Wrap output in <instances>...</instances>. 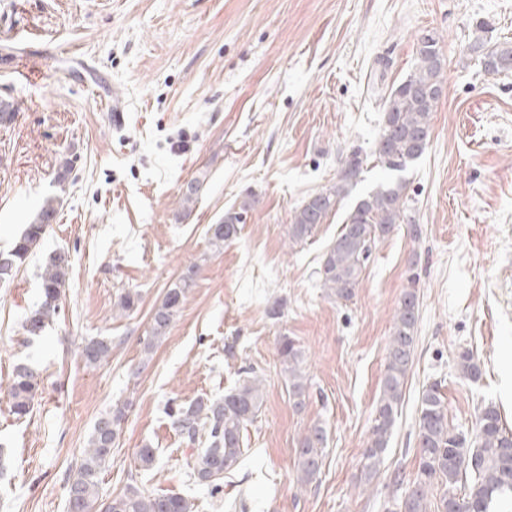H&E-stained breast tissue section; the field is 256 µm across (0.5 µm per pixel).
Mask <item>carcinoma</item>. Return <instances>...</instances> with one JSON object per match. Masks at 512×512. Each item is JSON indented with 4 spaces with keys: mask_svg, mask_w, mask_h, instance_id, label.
I'll return each instance as SVG.
<instances>
[{
    "mask_svg": "<svg viewBox=\"0 0 512 512\" xmlns=\"http://www.w3.org/2000/svg\"><path fill=\"white\" fill-rule=\"evenodd\" d=\"M426 36L424 32L417 39L413 72L391 90L385 101L384 125L376 140L375 153L391 172L404 171L408 163L423 154L430 137L431 117L441 100L444 57L439 39L435 37L430 42ZM471 51L480 57L484 72H512V67L502 63L503 58L512 54V48L478 39ZM361 166L360 155L350 154L336 176V183L303 201L288 227L289 243L297 245L312 235L314 228L350 193ZM59 204L56 198L46 200L12 249L0 253L1 283L13 280L20 265L39 246L57 216ZM249 208L250 202L246 201L240 211H228L223 220L209 226L214 245L238 236L239 225ZM401 224L409 227L413 238H420V225L408 212L405 183L389 177L356 203L324 253L319 278L327 295L350 300L372 246ZM68 269L66 255L56 253L49 257L41 274L40 303L25 320L24 329L29 335H41L60 308ZM193 275L194 268L187 269L153 308L146 348L169 333ZM418 283V273L411 272L394 314L381 391L362 452V472L367 484L380 472L413 365L420 304ZM276 350L288 377L292 406L300 411L310 398L302 348L294 338L283 335L277 339ZM82 355L90 365L105 362L112 355V342L104 337L93 338L82 347ZM457 365L465 379L474 383L481 379V364L472 351H459ZM39 389L34 369L25 364L17 366L8 386L12 414L21 419L32 413ZM263 403L262 379L251 368L244 370L238 384L222 396L199 397L170 408L171 424L180 435L192 444L205 438L204 447L191 455L189 480L207 486L211 497L222 499L224 478L236 470L246 454L244 432ZM126 417V406L117 405L94 423L69 484L68 512H193L194 505L183 494H153L135 485L112 498L100 496V473L112 456V448L118 445ZM326 441L327 432L320 423L308 427L298 439L295 457L302 483L310 484L317 479ZM417 448L416 478L404 493L393 496L387 512H488L494 499L512 493V431L503 425L499 408L491 402L480 408L476 429L469 435L449 425L441 385H427L420 396Z\"/></svg>",
    "mask_w": 512,
    "mask_h": 512,
    "instance_id": "obj_1",
    "label": "carcinoma"
}]
</instances>
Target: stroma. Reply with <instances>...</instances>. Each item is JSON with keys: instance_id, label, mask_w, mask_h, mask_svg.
Masks as SVG:
<instances>
[{"instance_id": "35a3bbf8", "label": "stroma", "mask_w": 512, "mask_h": 512, "mask_svg": "<svg viewBox=\"0 0 512 512\" xmlns=\"http://www.w3.org/2000/svg\"><path fill=\"white\" fill-rule=\"evenodd\" d=\"M0 7V251L43 202L58 215L14 281L0 283V512H67V486L94 422L128 403L100 475L109 497L128 485L190 493L192 446L167 401L224 394L243 369L265 401L248 425L247 458L224 481L246 512H387L400 473L416 476L419 395L442 384L448 421L473 432L495 402L512 427V74L488 75L470 50L479 22L512 45V0H14ZM436 34L445 94L431 138L402 177L420 239L399 226L377 242L352 300L328 297L318 269L357 201L389 175L374 149L384 101L413 68L417 38ZM119 100L112 123L96 95ZM361 150L357 183L306 243L288 241L296 209L333 185ZM200 184L183 208L186 183ZM253 200L238 237L208 228ZM68 254L60 311L43 336L24 330L49 256ZM197 273L168 336L147 345L150 314L189 265ZM420 275L414 364L384 467L365 484L362 450L380 393L393 317L410 270ZM139 295L131 315L121 293ZM304 351L310 401L291 407L275 342ZM111 357L88 365L84 342ZM470 349L479 382L456 364ZM41 377L33 412L16 418L17 364ZM323 467L296 480L294 448L315 423ZM156 450L141 470L138 448ZM86 363L90 365L107 361L112 355V342L104 337H96L88 341L81 351Z\"/></svg>"}]
</instances>
